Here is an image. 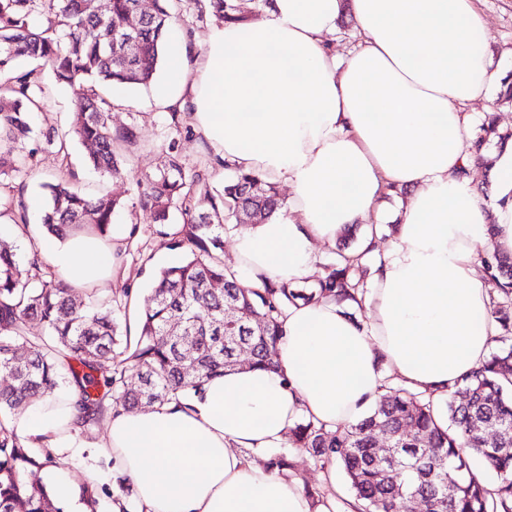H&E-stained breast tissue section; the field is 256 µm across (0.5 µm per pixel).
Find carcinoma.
I'll list each match as a JSON object with an SVG mask.
<instances>
[{
    "label": "carcinoma",
    "instance_id": "1",
    "mask_svg": "<svg viewBox=\"0 0 512 512\" xmlns=\"http://www.w3.org/2000/svg\"><path fill=\"white\" fill-rule=\"evenodd\" d=\"M139 0H0V176L26 163L22 154L33 128L30 114L41 108L44 89L23 61H42L54 80L72 91L71 130L92 146L94 170L119 177L126 153L139 143L133 126L112 127L114 84L147 86L156 76L165 49L171 13L154 0V15L138 30V54L126 56L120 37ZM213 15L231 14L226 0H210ZM45 16L37 32L32 16ZM512 139V130L493 120L480 125L475 148ZM139 205L164 225L170 209L183 215L172 248L186 251L177 264L161 269L139 312L136 342L119 348L112 307L75 289L50 271L38 246L25 252L0 241V512H62L46 485L27 475L52 463L50 452L35 450L17 435L12 418L30 399H52L73 392L74 426L85 431L119 407L134 410L173 399L200 396L211 379L238 366L237 349L251 352L249 366L278 368L277 345L288 307L331 298L355 317L362 308L368 263L374 246L354 257L338 248L311 284L268 281L246 287L237 270L224 265V226L267 221L282 200L276 187L256 174L235 173L220 192L211 189L206 170L185 171L177 146L170 144L163 167L138 180ZM50 200L41 216L45 233L62 238L72 232L103 236L112 216L124 208L117 198L87 197L68 181L48 185ZM26 208L0 197V214ZM483 271L496 286L492 314L503 347L434 398L389 383L377 402L354 423L334 430L302 418L290 429L291 447L266 453V468L288 476L293 450L308 452L320 467L341 468L358 512H407L419 501L424 512H512V255L485 247ZM45 326L30 335L28 323ZM448 415V427L438 417ZM392 446L379 451L376 435ZM479 459L494 479L476 475L469 459ZM109 492L92 483L81 487L86 512H99Z\"/></svg>",
    "mask_w": 512,
    "mask_h": 512
}]
</instances>
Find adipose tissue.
I'll list each match as a JSON object with an SVG mask.
<instances>
[{
	"label": "adipose tissue",
	"instance_id": "1",
	"mask_svg": "<svg viewBox=\"0 0 512 512\" xmlns=\"http://www.w3.org/2000/svg\"><path fill=\"white\" fill-rule=\"evenodd\" d=\"M360 36L333 49L342 16ZM169 36L166 105L190 108L217 164L286 185L278 216L238 232L248 286L293 281L349 224H391L354 323L330 300L290 307L278 369L210 380L187 405L120 411L99 454L128 477L138 512H336V484L310 496L265 469L300 418L336 428L380 396L385 377L447 395L489 356L498 323L478 245L512 254V142L493 148V204L472 178L469 111L500 72L474 0H268L262 20L212 25L196 57ZM121 236L42 244L43 260L74 287L113 276ZM67 395L29 404L17 434L59 455L80 447Z\"/></svg>",
	"mask_w": 512,
	"mask_h": 512
}]
</instances>
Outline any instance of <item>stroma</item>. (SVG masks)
<instances>
[{"label":"stroma","instance_id":"obj_1","mask_svg":"<svg viewBox=\"0 0 512 512\" xmlns=\"http://www.w3.org/2000/svg\"><path fill=\"white\" fill-rule=\"evenodd\" d=\"M475 6L485 19L494 60L499 63L503 77L512 80V0H475ZM170 7L177 15L178 26L189 37V54H196L209 28L215 24V17L209 14L203 0H170ZM34 69L45 90V99L43 107L32 115L35 134L26 147L33 157L25 167L0 176V196L22 199L32 231L20 236L6 225L0 227V238L22 251L40 240L36 228L47 199L45 185L49 182L67 179L90 197L118 196L124 199L125 208L113 216L114 223L130 227L122 242L123 262L114 278L96 286L95 293L99 299L111 304L120 327L135 331L136 310L153 275L159 268L173 265L183 257L182 251L172 249L170 237L159 234L150 214L137 208L138 178L163 166L168 146L172 143L176 144L187 170L208 169L212 189L222 190L234 170L216 167L211 148L193 128L190 111L182 110L174 116L163 106L157 88L168 82L169 75L162 69L152 86L122 87L112 94L116 104L112 112L113 125L135 124L141 135L140 145L129 163V174L115 179L95 172L87 162L89 147L78 138L71 137L69 152L65 155L47 145L45 132L53 130L69 135L72 96L67 89L54 84L49 66L38 63ZM104 432V425L93 427L88 435L89 446L55 456L47 474L53 482L71 486L82 484L86 477H93L95 483L108 492L102 512H114L115 501L119 498L123 499L128 512H136L135 499L122 497L116 484V471L97 456L92 446L93 440Z\"/></svg>","mask_w":512,"mask_h":512}]
</instances>
